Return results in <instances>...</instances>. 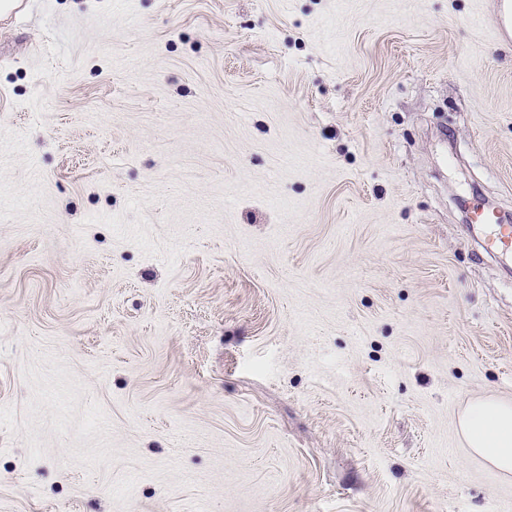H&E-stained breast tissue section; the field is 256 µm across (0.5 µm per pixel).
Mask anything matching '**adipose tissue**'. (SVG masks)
I'll return each instance as SVG.
<instances>
[{
    "mask_svg": "<svg viewBox=\"0 0 512 512\" xmlns=\"http://www.w3.org/2000/svg\"><path fill=\"white\" fill-rule=\"evenodd\" d=\"M460 427L473 455L500 473H512V401L472 400L462 413Z\"/></svg>",
    "mask_w": 512,
    "mask_h": 512,
    "instance_id": "ef3b65f1",
    "label": "adipose tissue"
}]
</instances>
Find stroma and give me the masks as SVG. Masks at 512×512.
<instances>
[{
  "instance_id": "stroma-1",
  "label": "stroma",
  "mask_w": 512,
  "mask_h": 512,
  "mask_svg": "<svg viewBox=\"0 0 512 512\" xmlns=\"http://www.w3.org/2000/svg\"><path fill=\"white\" fill-rule=\"evenodd\" d=\"M498 4L0 15V512H512ZM472 221L483 232V250L494 257L512 260V224L494 210L471 208ZM460 427L473 455L502 474L512 473V401L472 400L462 413Z\"/></svg>"
}]
</instances>
